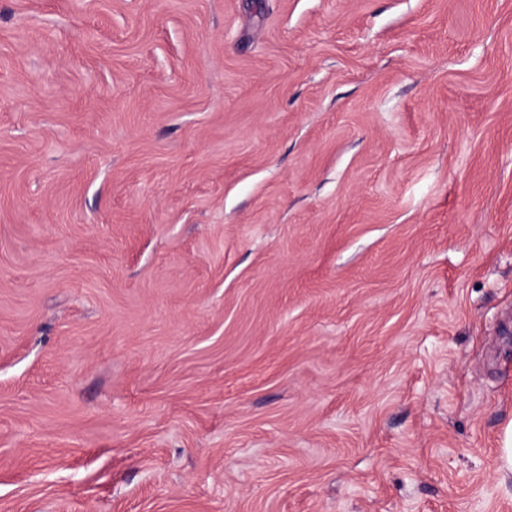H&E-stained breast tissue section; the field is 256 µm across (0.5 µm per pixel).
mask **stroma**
<instances>
[{
	"mask_svg": "<svg viewBox=\"0 0 512 512\" xmlns=\"http://www.w3.org/2000/svg\"><path fill=\"white\" fill-rule=\"evenodd\" d=\"M512 0H0V512H512Z\"/></svg>",
	"mask_w": 512,
	"mask_h": 512,
	"instance_id": "35a3bbf8",
	"label": "stroma"
}]
</instances>
